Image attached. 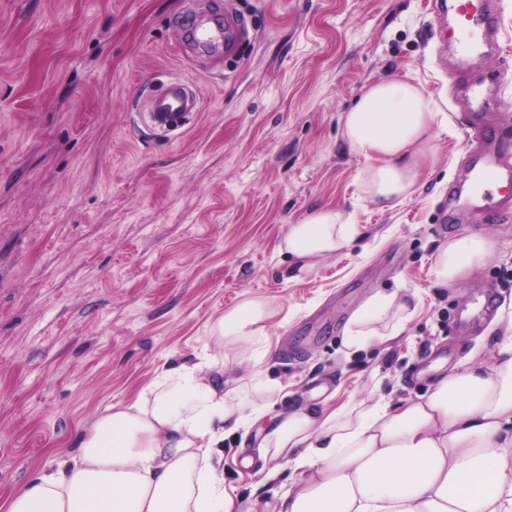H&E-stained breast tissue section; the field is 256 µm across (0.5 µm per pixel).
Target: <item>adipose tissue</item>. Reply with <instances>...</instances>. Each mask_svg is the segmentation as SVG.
<instances>
[{
	"mask_svg": "<svg viewBox=\"0 0 512 512\" xmlns=\"http://www.w3.org/2000/svg\"><path fill=\"white\" fill-rule=\"evenodd\" d=\"M447 125V113L411 81L370 85L341 127L364 161L355 180L366 199L387 207L407 199L433 158L432 131ZM357 234L352 213L319 206L289 225L279 249L307 270L349 248ZM493 247L478 233L441 242L438 283L468 276ZM415 311L408 298L377 293L355 317L346 344L399 335ZM277 314L269 302L248 299L211 331L259 362ZM495 350L492 367L463 365L415 401H348L276 415L260 451L295 473L278 512H512V332ZM261 416L246 400H229L201 364L163 370L97 416L79 435L76 455L13 491L5 512H239L213 453L225 435Z\"/></svg>",
	"mask_w": 512,
	"mask_h": 512,
	"instance_id": "ef3b65f1",
	"label": "adipose tissue"
}]
</instances>
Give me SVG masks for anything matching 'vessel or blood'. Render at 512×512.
<instances>
[{
	"instance_id": "vessel-or-blood-1",
	"label": "vessel or blood",
	"mask_w": 512,
	"mask_h": 512,
	"mask_svg": "<svg viewBox=\"0 0 512 512\" xmlns=\"http://www.w3.org/2000/svg\"><path fill=\"white\" fill-rule=\"evenodd\" d=\"M437 12L451 14L452 24L447 29L448 43L456 47L459 61H466L481 47L495 44L498 34L495 0H436ZM240 21L232 13H225L223 21H204L190 30L195 43L206 47H223L225 55H232L236 46ZM468 121L467 136L472 151L468 165L465 193L452 194L449 212L480 209L488 197V187H495L500 209L512 208V155L497 141L479 117L483 110V93L476 89L464 95ZM149 114L155 127L181 129L185 126L184 86L174 83L152 96L148 102Z\"/></svg>"
}]
</instances>
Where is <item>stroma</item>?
<instances>
[{"instance_id":"1","label":"stroma","mask_w":512,"mask_h":512,"mask_svg":"<svg viewBox=\"0 0 512 512\" xmlns=\"http://www.w3.org/2000/svg\"><path fill=\"white\" fill-rule=\"evenodd\" d=\"M498 2L499 44L472 72L505 71L483 114L512 148V0ZM226 10L247 29L230 65L184 43L190 17ZM437 30L433 0H0V502L183 359L226 357L242 386L262 374L279 387L275 413L414 399L466 360L492 366L512 304V210L442 218L469 147ZM167 77L203 102L170 138L145 117ZM389 77L423 87L448 128L433 131L414 193L380 211L341 118ZM321 205L351 212L360 233L294 272L279 242ZM465 229L493 251L439 286L436 247ZM393 291L418 302L404 332L346 347L355 314ZM248 298L279 310L258 365L211 334ZM266 427L220 446L243 512H274L290 474L261 480Z\"/></svg>"}]
</instances>
